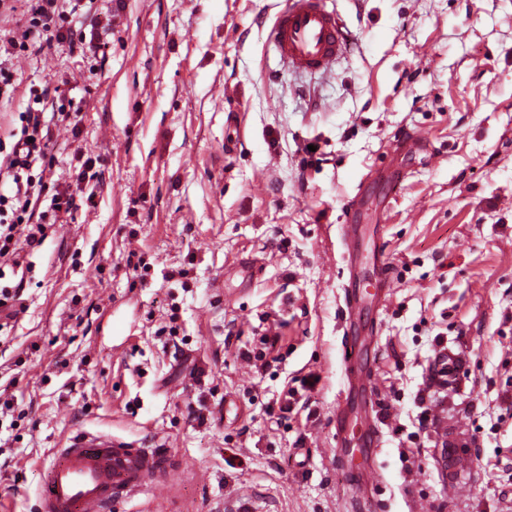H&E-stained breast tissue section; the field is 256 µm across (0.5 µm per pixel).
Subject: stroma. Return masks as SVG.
<instances>
[{"label": "stroma", "mask_w": 512, "mask_h": 512, "mask_svg": "<svg viewBox=\"0 0 512 512\" xmlns=\"http://www.w3.org/2000/svg\"><path fill=\"white\" fill-rule=\"evenodd\" d=\"M284 5L67 0L96 55L8 58L0 141L65 80L81 121L54 127L46 175L89 159L102 178L24 254L0 328V512H38L79 430L168 450L171 477L113 512H512V0H334L352 43L316 75L279 62ZM408 132L427 157L397 150ZM351 263L364 284L387 266L385 304L348 308ZM448 346L468 364L437 400Z\"/></svg>", "instance_id": "stroma-1"}]
</instances>
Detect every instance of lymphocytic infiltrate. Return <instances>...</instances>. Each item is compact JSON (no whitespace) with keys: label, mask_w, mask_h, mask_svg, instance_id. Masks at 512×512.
<instances>
[{"label":"lymphocytic infiltrate","mask_w":512,"mask_h":512,"mask_svg":"<svg viewBox=\"0 0 512 512\" xmlns=\"http://www.w3.org/2000/svg\"><path fill=\"white\" fill-rule=\"evenodd\" d=\"M19 31L0 34V48L5 53L27 51L32 39H44L46 44L70 45L74 39L68 27V17L60 0H24ZM51 89H44L33 105L27 106L25 123L12 136L6 155L7 193H0V260L19 268L22 252L40 247L48 225L62 216L72 214L77 204L72 193L47 186L39 170L44 167L47 148L52 140L51 127L41 110ZM47 198L46 210H38L40 198Z\"/></svg>","instance_id":"f902f5d3"}]
</instances>
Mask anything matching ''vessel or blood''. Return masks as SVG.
Returning <instances> with one entry per match:
<instances>
[{"mask_svg": "<svg viewBox=\"0 0 512 512\" xmlns=\"http://www.w3.org/2000/svg\"><path fill=\"white\" fill-rule=\"evenodd\" d=\"M270 39L284 67L307 73L333 68L349 34L329 0H287ZM162 446L140 448L100 431H80L53 451L39 512H112L115 500L171 473Z\"/></svg>", "mask_w": 512, "mask_h": 512, "instance_id": "obj_1", "label": "vessel or blood"}]
</instances>
